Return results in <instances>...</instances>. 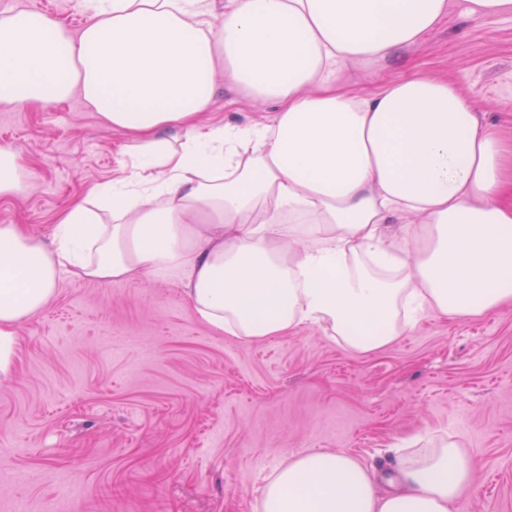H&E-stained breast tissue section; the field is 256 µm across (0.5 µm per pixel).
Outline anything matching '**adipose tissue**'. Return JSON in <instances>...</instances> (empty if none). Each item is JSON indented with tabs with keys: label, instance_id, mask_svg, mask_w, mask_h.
Instances as JSON below:
<instances>
[{
	"label": "adipose tissue",
	"instance_id": "1",
	"mask_svg": "<svg viewBox=\"0 0 512 512\" xmlns=\"http://www.w3.org/2000/svg\"><path fill=\"white\" fill-rule=\"evenodd\" d=\"M81 0L71 33L47 15L0 17V103L73 94L129 133L111 222L92 196L52 245L0 225V371L16 328L66 275L158 271L197 316L243 340L319 326L368 353L424 315L474 318L512 302V152L452 83L413 76L359 95L328 67L380 64L421 43L448 0ZM273 100L267 123L201 125L218 84ZM188 137L173 145L164 133ZM416 217L398 235L388 224ZM475 464L454 441L397 456L389 488L346 454L289 457L258 512H462Z\"/></svg>",
	"mask_w": 512,
	"mask_h": 512
}]
</instances>
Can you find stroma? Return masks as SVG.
I'll list each match as a JSON object with an SVG mask.
<instances>
[{"label": "stroma", "instance_id": "35a3bbf8", "mask_svg": "<svg viewBox=\"0 0 512 512\" xmlns=\"http://www.w3.org/2000/svg\"><path fill=\"white\" fill-rule=\"evenodd\" d=\"M72 30L79 0H0ZM425 73L448 80L512 146V17L448 14L416 46L338 78L358 93ZM275 106L219 89L206 118L248 126ZM128 135L79 97L51 107L0 103V146L28 189L0 197V225L51 243L57 218L121 174ZM455 437L477 465L464 512H512V304L479 318L424 316L392 345L358 354L316 327L254 341L214 331L174 281L64 276L21 322L0 374V512H255L293 453L322 448L386 468L389 450Z\"/></svg>", "mask_w": 512, "mask_h": 512}]
</instances>
